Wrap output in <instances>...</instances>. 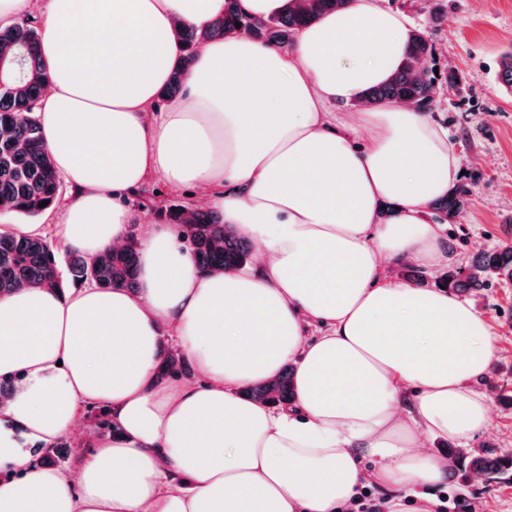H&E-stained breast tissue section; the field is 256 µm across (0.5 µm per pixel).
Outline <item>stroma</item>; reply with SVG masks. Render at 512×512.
Returning a JSON list of instances; mask_svg holds the SVG:
<instances>
[{
    "mask_svg": "<svg viewBox=\"0 0 512 512\" xmlns=\"http://www.w3.org/2000/svg\"><path fill=\"white\" fill-rule=\"evenodd\" d=\"M403 12L414 29L424 31L435 46L439 68L454 69L457 89L446 91L432 110L447 129L461 155L464 173L458 184L468 190L465 208L440 217L455 265L465 264L480 250L512 246V94L495 81L501 54L512 48V0H384ZM186 193L164 183L147 182L129 200L150 216L164 217L167 209L187 204ZM471 304L497 334V375L488 390L491 422L471 444L490 455L512 452V283L498 284L471 297ZM445 492L473 504L475 512H512V479L462 480L453 474Z\"/></svg>",
    "mask_w": 512,
    "mask_h": 512,
    "instance_id": "1",
    "label": "stroma"
}]
</instances>
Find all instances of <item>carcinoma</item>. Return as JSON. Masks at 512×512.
<instances>
[{"mask_svg": "<svg viewBox=\"0 0 512 512\" xmlns=\"http://www.w3.org/2000/svg\"><path fill=\"white\" fill-rule=\"evenodd\" d=\"M342 0H304L302 9L290 10L267 21H255L243 10L241 0H225L224 17L206 28L186 25L181 29L185 56L177 63L159 98L170 99L184 92L185 77L196 47L209 39L220 38L237 28L253 37L288 47L295 33L312 23L321 14L336 10ZM40 30L27 20L0 27V59L13 63V75L4 76L0 83V202L10 211L26 218H37L52 208L61 192V177L46 151L40 126L35 115L38 101L49 81L41 63L38 48ZM437 65L434 46L423 32L410 33L404 61L399 71L387 83L367 92L369 101H405L415 108L433 109ZM497 82L512 92V50L505 52L499 63ZM468 191L460 187L448 197L435 201L432 210L448 214L461 210L467 203ZM48 205L41 206L42 202ZM170 223L186 227L179 237L184 249L205 271L234 269L251 259L250 242L224 223L221 215L186 206L166 213ZM68 273L75 283L92 284L99 288L135 289L139 273L137 242L120 250H108L93 261L71 252ZM512 282V247L479 251L465 265L451 270L441 285L458 294L476 295L500 282ZM40 286L65 289L54 251L42 237L0 235V295L18 288ZM188 376L183 357L168 352L160 365L158 377ZM248 398L265 399L274 405L290 404L295 399L294 370L283 369L278 380L254 384L244 391ZM66 444L59 441L51 448L32 451L33 462L40 466L61 468L66 463ZM448 457L465 474L495 479L512 468V454L490 457L485 450H448Z\"/></svg>", "mask_w": 512, "mask_h": 512, "instance_id": "obj_1", "label": "carcinoma"}]
</instances>
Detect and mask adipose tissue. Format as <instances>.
Wrapping results in <instances>:
<instances>
[{
	"label": "adipose tissue",
	"instance_id": "obj_1",
	"mask_svg": "<svg viewBox=\"0 0 512 512\" xmlns=\"http://www.w3.org/2000/svg\"><path fill=\"white\" fill-rule=\"evenodd\" d=\"M224 0H46L36 116L70 190L53 207L64 248L95 259L136 240V291L27 287L0 296V512H336L357 487L433 512L428 487L490 424L479 385L497 341L449 291L389 276L446 266L430 204L461 171L448 131L393 102L360 105L406 52V16L346 0L288 50L239 33L203 43L184 94L157 109L178 31ZM356 111H347L350 103ZM200 191L256 247L202 272L176 231L132 210L148 180ZM198 378L156 380L162 337ZM293 366L297 398L244 388ZM105 408L71 468L29 465L83 412Z\"/></svg>",
	"mask_w": 512,
	"mask_h": 512
}]
</instances>
